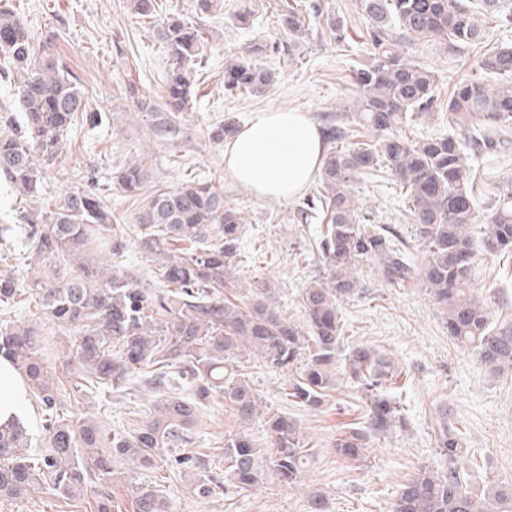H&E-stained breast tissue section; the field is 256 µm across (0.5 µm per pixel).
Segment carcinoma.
<instances>
[{
  "label": "carcinoma",
  "mask_w": 512,
  "mask_h": 512,
  "mask_svg": "<svg viewBox=\"0 0 512 512\" xmlns=\"http://www.w3.org/2000/svg\"><path fill=\"white\" fill-rule=\"evenodd\" d=\"M371 22V62L356 70L359 95L349 119L329 122L330 145L314 192L298 211L306 221L313 210L326 226L316 248L328 274L303 289V323L285 319L272 307L269 290L241 293L235 279L243 229L241 214L224 200V191L191 182L144 197L135 218L142 252L154 257L161 288L134 283L123 271L103 264L102 250L121 255L126 240L114 232L112 214L93 192L66 193L54 212L25 213L21 224L0 227V241L20 229L28 258L42 272L20 284L0 274V303L17 304L26 294L39 299L44 319L69 332L64 347L76 359L80 385L119 391L138 375L149 385L176 380L192 386L189 398L163 396L144 422L130 432L105 430L87 414L70 420L54 414L63 392L46 363L35 328L23 323L0 329V355L22 372L44 416L47 447L32 448V434L20 420L0 426V501L17 500L40 487L63 500L90 490L95 512H117L112 496L116 459L150 470L171 448L190 444L189 431L199 409L222 396L248 423L262 413L263 401L240 372L242 357L290 372L286 395L306 407H319L336 385L343 361L348 377L361 388L365 426L348 428L336 439L340 457L363 462L368 441L402 422L399 403L387 394L402 370L367 344L345 345L340 303L358 293L357 265L367 260L392 288L420 284L437 306L448 335L474 351L493 373L512 370V322L498 320L489 304L471 294L477 249L512 255V194H500L485 223L475 224L480 190L474 162L494 155L512 131V45L497 44L481 55L480 68L495 82L463 80L440 98L435 75L404 59L388 30L399 27L412 39L449 49L484 44L485 19L512 26V0H359ZM131 12L152 20L158 0H128ZM303 0H285L280 22L293 36L309 27ZM169 58L162 102L145 98L139 108L151 113L156 131L176 135L179 116L193 106L198 58L204 38L178 14L153 27ZM0 76L17 81L23 120L0 110V176L22 196L41 189L44 170L61 153L75 122H95L80 88L63 68L52 32L33 38L10 0H0ZM273 81L256 60L224 64V89L257 94ZM444 111L456 130L415 139L403 127L415 114ZM374 135L359 142L360 130ZM237 130L233 122L208 132L222 143ZM388 172L406 199L417 224L424 261L415 266L407 243L391 230L362 223L356 185ZM143 165L130 163L116 176L122 192L136 196L145 182ZM271 449L261 452L245 433L224 439V473L237 491L262 483L274 472L293 484L304 471L311 446L286 414L267 418ZM438 464L400 488L393 512H512V488L481 494L465 490L460 466L462 443L448 430V414L438 420ZM191 474L190 487L202 498L217 494L221 483L207 476L203 453L173 458ZM134 512H172L171 500L155 484L132 489Z\"/></svg>",
  "instance_id": "obj_1"
}]
</instances>
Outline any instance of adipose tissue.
<instances>
[{"instance_id": "adipose-tissue-1", "label": "adipose tissue", "mask_w": 512, "mask_h": 512, "mask_svg": "<svg viewBox=\"0 0 512 512\" xmlns=\"http://www.w3.org/2000/svg\"><path fill=\"white\" fill-rule=\"evenodd\" d=\"M323 130L306 113H255L224 145L225 172L263 199L300 195L322 167ZM29 410L23 374L0 356V425Z\"/></svg>"}]
</instances>
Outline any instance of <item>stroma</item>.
I'll list each match as a JSON object with an SVG mask.
<instances>
[{
    "label": "stroma",
    "instance_id": "obj_1",
    "mask_svg": "<svg viewBox=\"0 0 512 512\" xmlns=\"http://www.w3.org/2000/svg\"><path fill=\"white\" fill-rule=\"evenodd\" d=\"M126 2L13 0L36 36L57 32V51L98 120L70 130L59 158L44 173L37 198L16 193L0 179V225L18 223L23 213L33 210H55L73 189L101 193L127 241L114 265L136 282L154 286L156 266L142 254L133 221L140 200L113 189L117 172L130 161L143 162L147 195L189 181L209 182L223 189L244 220L236 269L241 287L269 286L283 317L302 321L300 295L326 273L315 248L319 219L298 221L302 197L260 199L248 187L231 182L224 171V147L210 141L207 132L228 119L244 125L261 110L304 112L322 125L344 113L354 96L355 70L371 60L369 22L358 0H309L318 11L299 39L289 36L279 22L280 0H223L221 8L202 15L191 0H163L164 12L184 14L205 37L194 106L181 114L182 134L175 139L156 135L151 117L136 108L139 97L161 100L168 62L151 24L136 18ZM331 16L343 20V30H330ZM257 45L263 48L258 61L277 73L276 83L254 95L225 91V60L251 55ZM394 45L404 59L431 70L443 94L453 84L482 74L477 48L448 50L404 37L396 38ZM357 196L370 223L391 228L409 243L415 257H422L404 199L390 187L371 182L362 184ZM357 275L359 294L340 304L344 334L347 341L379 349L402 369L390 389L402 406V427L374 437L365 462L344 459L333 448L337 435L360 426L365 414L362 393L347 374L337 371L336 388L321 407L310 409L282 401L287 374L252 359L246 361L245 371L268 413L297 420L312 445L298 482L284 483L270 472L253 490L231 489L202 499L191 491L187 476L162 461L153 469L115 478L112 493L123 512H132L131 489L141 483L159 484L173 512H309L308 501L317 492L326 496L328 512H392L401 485L420 468L436 463V417L443 407L449 426L461 433L468 490L478 494L490 484L512 486V375L491 374L473 352L456 345L432 299L417 285L389 287L369 261L360 263ZM472 288L496 314L512 319L511 257L478 252ZM20 321L35 326L47 342L48 365L64 384H71L74 366L59 345L62 334L44 320L34 297L14 306L0 305V325ZM157 400V394L138 386L123 392L102 390L78 401L67 390L59 411L66 418L85 411L101 426L120 430L142 423ZM242 432L257 447L268 448L264 418L242 423L231 403L217 397L199 412L191 429L193 448L208 454L220 475L225 436ZM93 505L88 495L68 506L37 490L22 500L0 501V512H94Z\"/></svg>",
    "mask_w": 512,
    "mask_h": 512
}]
</instances>
